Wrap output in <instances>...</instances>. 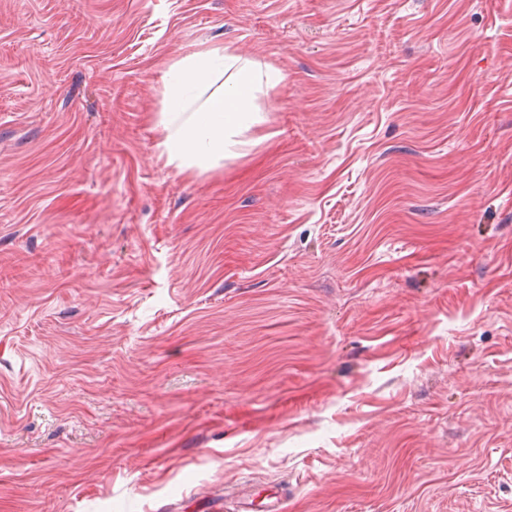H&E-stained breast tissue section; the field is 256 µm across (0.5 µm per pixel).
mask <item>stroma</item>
<instances>
[{
  "instance_id": "1",
  "label": "stroma",
  "mask_w": 512,
  "mask_h": 512,
  "mask_svg": "<svg viewBox=\"0 0 512 512\" xmlns=\"http://www.w3.org/2000/svg\"><path fill=\"white\" fill-rule=\"evenodd\" d=\"M276 68L159 159V60ZM512 512V0H0V512Z\"/></svg>"
}]
</instances>
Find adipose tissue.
<instances>
[{"label":"adipose tissue","mask_w":512,"mask_h":512,"mask_svg":"<svg viewBox=\"0 0 512 512\" xmlns=\"http://www.w3.org/2000/svg\"><path fill=\"white\" fill-rule=\"evenodd\" d=\"M164 108L157 147L178 171H207L252 147L248 132L266 122L257 100L281 76L270 65L217 44L164 63Z\"/></svg>","instance_id":"1"}]
</instances>
